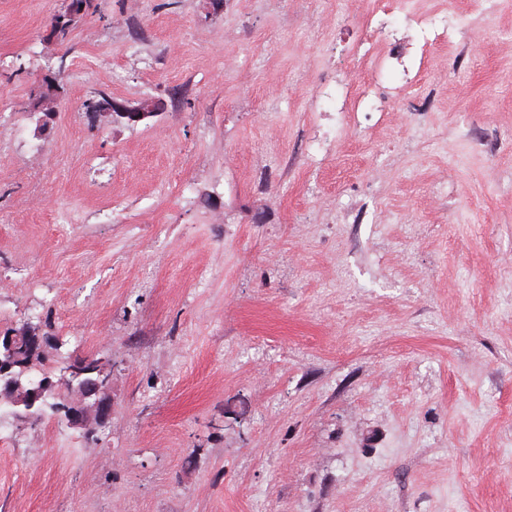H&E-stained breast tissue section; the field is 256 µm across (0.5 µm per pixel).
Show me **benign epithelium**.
Wrapping results in <instances>:
<instances>
[{
    "label": "benign epithelium",
    "mask_w": 512,
    "mask_h": 512,
    "mask_svg": "<svg viewBox=\"0 0 512 512\" xmlns=\"http://www.w3.org/2000/svg\"><path fill=\"white\" fill-rule=\"evenodd\" d=\"M84 16V9L68 5L51 22L48 38L57 42L69 35L76 23ZM55 98L49 89L36 86L31 93L32 112L48 116L54 112ZM164 104L159 101H142L136 105L111 100L99 107V113L114 122L125 121L136 124L161 114ZM42 338L38 328L27 324L11 336H0V398L7 400L18 420L30 419L44 403L46 393L53 388V382L41 379L29 386L15 380L12 370L23 360L25 353L38 352ZM112 373V362L105 358H82L63 361L58 365L59 384L78 394L79 400L65 406L67 423L73 427L82 425L88 411L95 412L99 427L109 422L111 405L105 390Z\"/></svg>",
    "instance_id": "benign-epithelium-1"
}]
</instances>
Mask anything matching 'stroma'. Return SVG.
<instances>
[{
	"mask_svg": "<svg viewBox=\"0 0 512 512\" xmlns=\"http://www.w3.org/2000/svg\"><path fill=\"white\" fill-rule=\"evenodd\" d=\"M62 2L0 0V335L40 313L34 376L110 357L112 415L7 419L0 512H512V0H431L457 39L317 168L309 103L370 74L340 49L373 0H91L58 43ZM99 107L100 116L111 118L113 122L125 121L128 124H136L149 118L160 115L164 104L159 101H141L136 105L108 99Z\"/></svg>",
	"mask_w": 512,
	"mask_h": 512,
	"instance_id": "stroma-1",
	"label": "stroma"
}]
</instances>
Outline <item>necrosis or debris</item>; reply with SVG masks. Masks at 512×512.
I'll return each instance as SVG.
<instances>
[{
	"instance_id": "4bbe7bcc",
	"label": "necrosis or debris",
	"mask_w": 512,
	"mask_h": 512,
	"mask_svg": "<svg viewBox=\"0 0 512 512\" xmlns=\"http://www.w3.org/2000/svg\"><path fill=\"white\" fill-rule=\"evenodd\" d=\"M375 2L376 7L366 21L368 37L349 47L351 54L372 56L374 72L358 85L354 84L352 74L338 73L316 91L315 110L335 113L337 124L334 131H317L310 145V157L330 151L338 136L365 135L360 113L391 114L404 85L412 81L413 58L427 56L434 45L452 41L459 31L457 18L448 11L419 13L409 0ZM392 71L401 74V83H386L385 76Z\"/></svg>"
}]
</instances>
